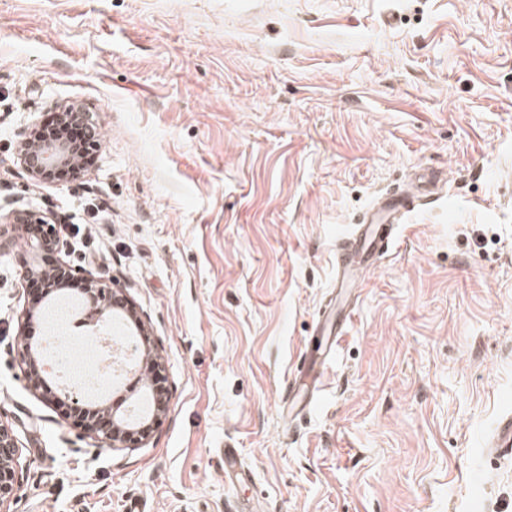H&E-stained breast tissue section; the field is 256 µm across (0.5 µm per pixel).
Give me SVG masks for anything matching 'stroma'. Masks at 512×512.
Masks as SVG:
<instances>
[{
    "instance_id": "obj_1",
    "label": "stroma",
    "mask_w": 512,
    "mask_h": 512,
    "mask_svg": "<svg viewBox=\"0 0 512 512\" xmlns=\"http://www.w3.org/2000/svg\"><path fill=\"white\" fill-rule=\"evenodd\" d=\"M71 104L95 162L35 181L17 147ZM421 168L442 204L399 226L323 353L337 240ZM17 208L77 226L63 265L120 280L168 409L108 448L32 389L47 301L23 244L0 254L6 512H512L490 446L512 414V0H0V216ZM305 354L320 390L287 419ZM16 448L17 441L12 433L0 425V508L13 497L18 483L14 467Z\"/></svg>"
}]
</instances>
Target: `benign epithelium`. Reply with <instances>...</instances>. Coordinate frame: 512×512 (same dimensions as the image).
<instances>
[{
  "label": "benign epithelium",
  "mask_w": 512,
  "mask_h": 512,
  "mask_svg": "<svg viewBox=\"0 0 512 512\" xmlns=\"http://www.w3.org/2000/svg\"><path fill=\"white\" fill-rule=\"evenodd\" d=\"M71 155L67 145L62 141L40 140L37 142L26 138L21 141L19 159L30 176L37 180L48 181L64 168ZM6 223L15 224L25 229L26 249L34 254L50 253L59 249V241L51 232V224L55 223L50 213L33 209H16L6 216ZM86 281L85 296L93 311L101 317L125 315L139 330H144L135 307L125 293L122 285L113 280L105 282L88 274L83 275ZM24 356L29 363L27 378L30 386L37 389L44 385L42 371L38 368L34 354L28 346H23ZM72 408L78 414L92 415L90 430L96 434L98 442L104 447L120 448L136 446L147 440L154 431L159 415L167 408L168 399L164 393H153L154 414L151 419L129 423L125 416L101 403L93 408L85 405L76 394L70 396ZM17 441L0 425V506L13 497L18 483L15 464Z\"/></svg>",
  "instance_id": "1"
}]
</instances>
